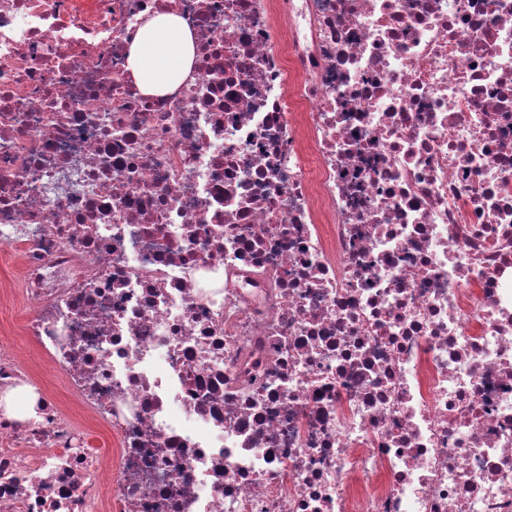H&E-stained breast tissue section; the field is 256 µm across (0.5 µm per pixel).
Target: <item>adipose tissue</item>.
<instances>
[{
    "mask_svg": "<svg viewBox=\"0 0 512 512\" xmlns=\"http://www.w3.org/2000/svg\"><path fill=\"white\" fill-rule=\"evenodd\" d=\"M193 60L187 27L175 15L158 14L139 28L130 47L128 68L143 94L161 95L189 74Z\"/></svg>",
    "mask_w": 512,
    "mask_h": 512,
    "instance_id": "1",
    "label": "adipose tissue"
}]
</instances>
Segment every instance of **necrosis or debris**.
<instances>
[{
  "mask_svg": "<svg viewBox=\"0 0 512 512\" xmlns=\"http://www.w3.org/2000/svg\"><path fill=\"white\" fill-rule=\"evenodd\" d=\"M0 244V512H512V0H0ZM190 31L173 14H157L139 28L129 51L128 69L141 92L162 95L191 71ZM22 261L16 252L0 244V341H10L25 352L31 344L19 329L22 307L14 295V283L20 278ZM36 378L39 382L47 386L62 401H64L73 410H78L72 403L66 392L60 373L49 363H42L36 367ZM79 411V410H78ZM18 393L23 394V405L21 408H17L14 403V397ZM37 398L38 395L32 388H22L18 391L8 393L5 396L4 401L8 413H13L16 415V417L23 418L33 413V408L37 401Z\"/></svg>",
  "mask_w": 512,
  "mask_h": 512,
  "instance_id": "4bbe7bcc",
  "label": "necrosis or debris"
}]
</instances>
